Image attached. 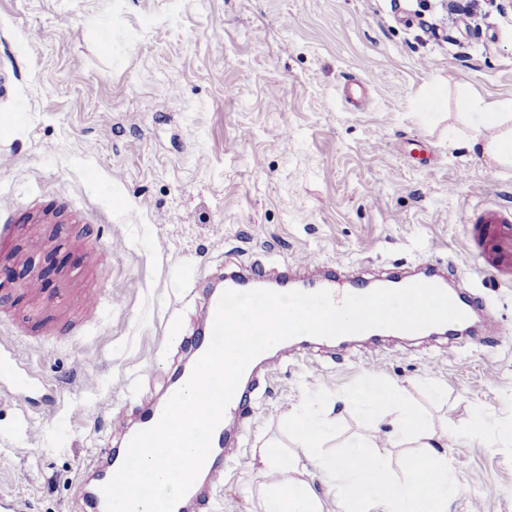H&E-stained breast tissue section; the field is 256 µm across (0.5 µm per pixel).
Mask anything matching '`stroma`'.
<instances>
[{"label":"stroma","instance_id":"1","mask_svg":"<svg viewBox=\"0 0 512 512\" xmlns=\"http://www.w3.org/2000/svg\"><path fill=\"white\" fill-rule=\"evenodd\" d=\"M0 0V224H27L0 279V340L37 385L0 396V498L83 512L86 463L121 442L189 357L198 281L251 257L452 262L504 337L448 349L386 339L333 358L272 355L244 439L205 512H253L266 441L304 394L376 380L447 432V512H512V275L468 241L483 206L512 211V173L471 151L464 94L512 98V8L477 0ZM85 239L77 247L75 239ZM57 271L41 280L39 261ZM112 304L84 319L98 288ZM485 443L469 442L476 411ZM336 437L389 424L336 408Z\"/></svg>","mask_w":512,"mask_h":512}]
</instances>
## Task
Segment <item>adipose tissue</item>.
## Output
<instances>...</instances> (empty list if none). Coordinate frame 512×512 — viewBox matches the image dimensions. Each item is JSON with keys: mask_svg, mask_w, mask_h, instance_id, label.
<instances>
[{"mask_svg": "<svg viewBox=\"0 0 512 512\" xmlns=\"http://www.w3.org/2000/svg\"><path fill=\"white\" fill-rule=\"evenodd\" d=\"M466 123L472 146L501 167H512V98L488 99L471 92ZM347 406L361 413L368 424L391 416L393 431L389 448L347 442L337 455H320L318 444L335 433L336 426L311 411H303L288 423L296 444L283 452L268 443L261 453L262 469L279 473L277 482L263 485L255 512H324L323 499L331 497L336 512H444L458 486L448 471V455L442 436L426 416L409 406L402 391L370 382L350 393ZM412 448L416 455L409 470L397 474L390 448ZM314 465L327 488L319 496L305 479L307 465Z\"/></svg>", "mask_w": 512, "mask_h": 512, "instance_id": "adipose-tissue-1", "label": "adipose tissue"}]
</instances>
